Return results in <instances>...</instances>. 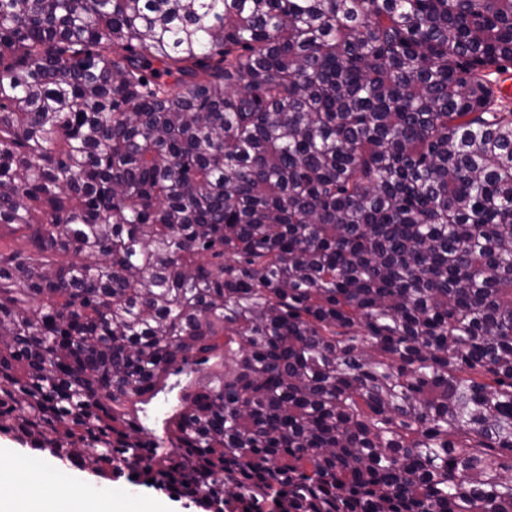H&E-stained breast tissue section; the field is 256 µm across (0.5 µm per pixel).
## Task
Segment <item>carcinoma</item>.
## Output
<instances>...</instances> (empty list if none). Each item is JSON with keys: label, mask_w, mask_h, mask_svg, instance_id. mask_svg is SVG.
I'll return each mask as SVG.
<instances>
[{"label": "carcinoma", "mask_w": 512, "mask_h": 512, "mask_svg": "<svg viewBox=\"0 0 512 512\" xmlns=\"http://www.w3.org/2000/svg\"><path fill=\"white\" fill-rule=\"evenodd\" d=\"M511 70L512 0H0V434L202 512H512Z\"/></svg>", "instance_id": "obj_1"}]
</instances>
